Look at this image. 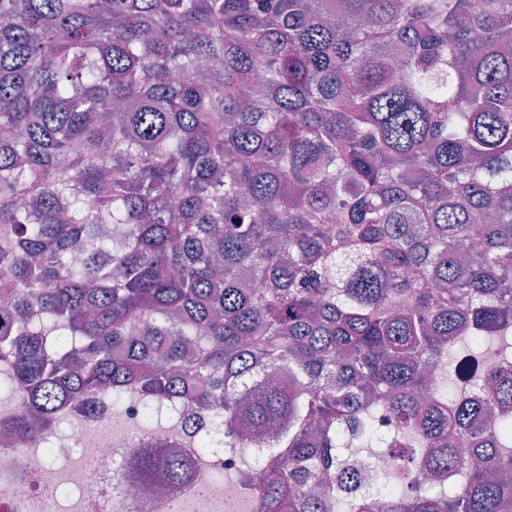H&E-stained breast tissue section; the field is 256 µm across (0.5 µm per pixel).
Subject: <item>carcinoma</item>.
I'll use <instances>...</instances> for the list:
<instances>
[{
    "mask_svg": "<svg viewBox=\"0 0 512 512\" xmlns=\"http://www.w3.org/2000/svg\"><path fill=\"white\" fill-rule=\"evenodd\" d=\"M0 365L145 496L512 512V0H0ZM224 462L226 465L234 464L224 454V448H217V453L204 461L199 470L202 474L201 484L203 490L192 487H183L174 490L162 499L160 512H241L242 508H236L234 490L230 488L223 477L216 474H224ZM177 504V508L172 505Z\"/></svg>",
    "mask_w": 512,
    "mask_h": 512,
    "instance_id": "obj_1",
    "label": "carcinoma"
}]
</instances>
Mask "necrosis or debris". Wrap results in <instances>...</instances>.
<instances>
[{
  "instance_id": "necrosis-or-debris-1",
  "label": "necrosis or debris",
  "mask_w": 512,
  "mask_h": 512,
  "mask_svg": "<svg viewBox=\"0 0 512 512\" xmlns=\"http://www.w3.org/2000/svg\"><path fill=\"white\" fill-rule=\"evenodd\" d=\"M138 406L127 402L121 413L69 416L57 452L45 443L0 439V512H139L140 494L125 477L122 464L137 434ZM226 456L217 452L199 470L202 489L184 487L162 500L160 512H240L222 472ZM68 496H61V489Z\"/></svg>"
}]
</instances>
